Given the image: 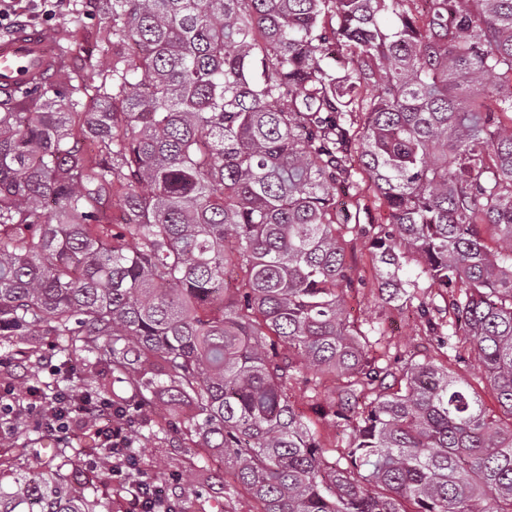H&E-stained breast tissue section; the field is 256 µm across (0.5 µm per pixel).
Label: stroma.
<instances>
[{"label":"stroma","instance_id":"1","mask_svg":"<svg viewBox=\"0 0 512 512\" xmlns=\"http://www.w3.org/2000/svg\"><path fill=\"white\" fill-rule=\"evenodd\" d=\"M110 22L100 9L98 0H66L65 7L43 12L31 0H19L14 25H28L37 29L55 28L72 34V56L87 72L104 69L109 57L100 48V35ZM347 259L354 278L360 279L359 288L346 291L345 307L355 326L380 329L381 344L390 356L407 353L436 355V342L426 330L423 318L412 308H403L383 295L375 270L363 240H355L347 247ZM57 338L42 332L37 336H0V358L11 359L8 368L0 367V384L11 383L18 392H26L39 382L50 380V371L60 364L56 354ZM330 389H322L320 397H311L304 385H295L291 400L295 409L313 421L326 446L328 458L341 455L350 439L349 431L320 420L319 406L325 404ZM142 465L155 476L163 492L179 501L182 512H196L198 503L194 488L224 489L225 512H250L248 495L224 481V461L220 454L201 453L195 443L182 436L155 434L151 412H142L135 435Z\"/></svg>","mask_w":512,"mask_h":512}]
</instances>
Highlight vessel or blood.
I'll list each match as a JSON object with an SVG mask.
<instances>
[{
	"instance_id": "1",
	"label": "vessel or blood",
	"mask_w": 512,
	"mask_h": 512,
	"mask_svg": "<svg viewBox=\"0 0 512 512\" xmlns=\"http://www.w3.org/2000/svg\"><path fill=\"white\" fill-rule=\"evenodd\" d=\"M51 30L22 29L0 38V94L41 79L50 65Z\"/></svg>"
}]
</instances>
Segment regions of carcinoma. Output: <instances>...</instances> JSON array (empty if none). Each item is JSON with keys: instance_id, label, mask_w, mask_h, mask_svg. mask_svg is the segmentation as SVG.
I'll use <instances>...</instances> for the list:
<instances>
[{"instance_id": "carcinoma-1", "label": "carcinoma", "mask_w": 512, "mask_h": 512, "mask_svg": "<svg viewBox=\"0 0 512 512\" xmlns=\"http://www.w3.org/2000/svg\"><path fill=\"white\" fill-rule=\"evenodd\" d=\"M103 7L96 79L60 31L48 77L0 97V335L49 328L124 376L253 512H512V0ZM359 169L382 224L336 207ZM347 233L389 299L429 314L410 257L442 290L445 362L373 355L343 306ZM328 378L320 415L353 431L332 462L290 400ZM42 389L102 398L64 365ZM36 456L0 512H102L67 470L108 449L42 431L0 444V475Z\"/></svg>"}]
</instances>
